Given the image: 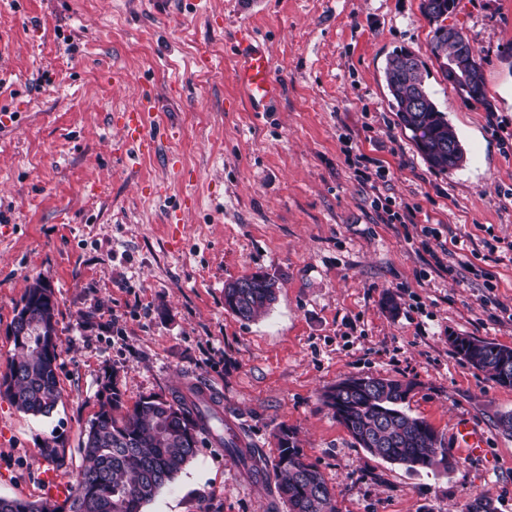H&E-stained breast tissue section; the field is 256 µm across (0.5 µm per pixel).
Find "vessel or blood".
<instances>
[{
	"label": "vessel or blood",
	"mask_w": 512,
	"mask_h": 512,
	"mask_svg": "<svg viewBox=\"0 0 512 512\" xmlns=\"http://www.w3.org/2000/svg\"><path fill=\"white\" fill-rule=\"evenodd\" d=\"M239 50L241 63L234 81L254 108L264 107L280 91V84L272 75L271 59L250 35L243 37Z\"/></svg>",
	"instance_id": "obj_1"
}]
</instances>
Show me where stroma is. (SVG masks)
Returning a JSON list of instances; mask_svg holds the SVG:
<instances>
[{"label":"stroma","mask_w":512,"mask_h":512,"mask_svg":"<svg viewBox=\"0 0 512 512\" xmlns=\"http://www.w3.org/2000/svg\"><path fill=\"white\" fill-rule=\"evenodd\" d=\"M421 0H0V370L28 286L54 292L62 400L34 417L0 397V496L42 499L57 441L73 482L98 390L115 372L126 407L199 383L265 463L292 429L339 512H512V387L456 355L454 336L512 347V0H459L486 103L462 102L430 52ZM264 40L283 94L252 111L233 82L242 33ZM406 49L465 149L431 169L391 107L387 57ZM151 106V151L123 113ZM365 154L391 180L354 174ZM414 207L379 223L375 194ZM178 216L179 225L169 223ZM456 239L437 271L422 226ZM265 271L267 312L224 308L226 282ZM392 297L395 309L384 305ZM413 381L404 404L456 448L485 454L410 473L356 445L326 392L344 378ZM144 512H288L272 477L247 476L204 438ZM457 432H460L464 441L465 447L458 448L462 455L479 456L484 452V448H482V436L473 427L468 424H459L457 426Z\"/></svg>","instance_id":"stroma-1"}]
</instances>
